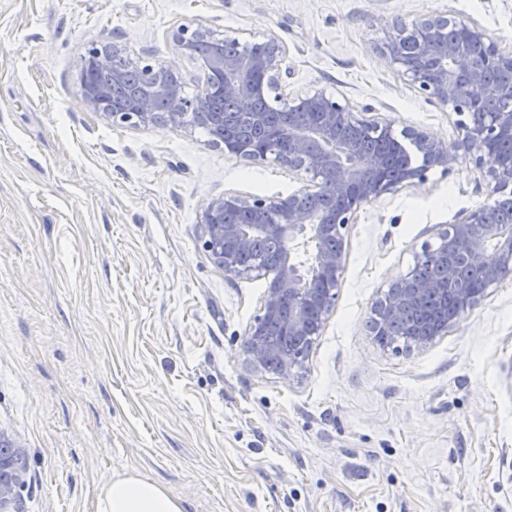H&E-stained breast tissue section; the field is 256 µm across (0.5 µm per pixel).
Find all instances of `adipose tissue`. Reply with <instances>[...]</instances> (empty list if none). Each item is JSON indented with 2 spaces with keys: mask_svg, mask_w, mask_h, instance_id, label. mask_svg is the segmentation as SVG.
Here are the masks:
<instances>
[{
  "mask_svg": "<svg viewBox=\"0 0 512 512\" xmlns=\"http://www.w3.org/2000/svg\"><path fill=\"white\" fill-rule=\"evenodd\" d=\"M98 512H183V506L150 479L118 474L102 486Z\"/></svg>",
  "mask_w": 512,
  "mask_h": 512,
  "instance_id": "obj_1",
  "label": "adipose tissue"
}]
</instances>
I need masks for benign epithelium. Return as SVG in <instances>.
<instances>
[{
  "label": "benign epithelium",
  "instance_id": "obj_1",
  "mask_svg": "<svg viewBox=\"0 0 512 512\" xmlns=\"http://www.w3.org/2000/svg\"><path fill=\"white\" fill-rule=\"evenodd\" d=\"M390 40L381 51L384 64L421 93L457 116L458 139L438 140L424 131L406 128L395 134L386 119H370L348 104L321 91L283 97L281 68L286 55L282 41L269 34L264 50L245 48L226 56L217 50L203 62L209 96L188 99L169 82L172 65H145L151 91L134 94L132 109L113 112L110 90L93 81L92 73L112 71V83L123 82L112 68L111 52L92 47L85 65L91 75L83 84L86 107L115 124L163 123L181 128L185 118L224 130L218 144L248 162L273 158L303 183L287 196L260 197L226 193L204 211L203 248L237 278L267 281L260 312L246 332L245 354L257 370L266 369L274 349L264 341L276 324L299 344H314L333 314L347 262V229L358 211L403 187L417 186L427 173H443L463 156L474 161L486 198L482 205L458 215L442 228L435 243L415 252L414 266L397 273L372 308V334L431 300L450 301L451 311L432 331L410 325L412 347L423 349L459 324L487 294L512 274V223L498 222L496 213L512 208V160L494 156L501 140H512V108L488 110L499 98H512V49L504 50L477 24L452 15H426L411 22L395 18ZM200 25L182 24L171 34L182 56H195ZM272 93L288 110V120L273 121L272 113L256 112L253 122L266 136L265 144L242 142L225 130L224 113L214 110L217 97L248 109ZM389 141L396 147L398 167L390 172L382 157L365 152L361 137ZM480 268L483 279L464 281L460 268ZM306 349L277 354L284 379L304 367ZM20 454L0 457V507L18 480Z\"/></svg>",
  "mask_w": 512,
  "mask_h": 512
}]
</instances>
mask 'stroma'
<instances>
[{
	"label": "stroma",
	"instance_id": "35a3bbf8",
	"mask_svg": "<svg viewBox=\"0 0 512 512\" xmlns=\"http://www.w3.org/2000/svg\"><path fill=\"white\" fill-rule=\"evenodd\" d=\"M448 12L512 49V0H0V434L22 457L7 512H97L125 471L183 512H512V276L425 349L368 328L421 244L484 202L471 159L358 212L336 310L286 380L243 351L265 280L225 275L201 219L224 193L301 180L188 126L114 124L80 84L107 47L176 64L190 98L205 75L172 29L272 33L290 94L451 142L455 115L379 58L392 18Z\"/></svg>",
	"mask_w": 512,
	"mask_h": 512
}]
</instances>
